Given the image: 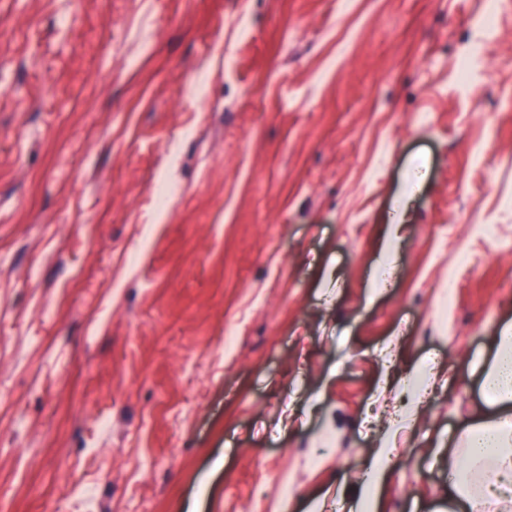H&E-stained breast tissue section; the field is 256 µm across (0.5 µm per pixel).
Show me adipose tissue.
Returning a JSON list of instances; mask_svg holds the SVG:
<instances>
[{
  "mask_svg": "<svg viewBox=\"0 0 512 512\" xmlns=\"http://www.w3.org/2000/svg\"><path fill=\"white\" fill-rule=\"evenodd\" d=\"M498 353L486 372L483 390L490 394L498 415L465 425L460 445L448 454V499L471 512H502L506 495L493 484L512 481V325L498 336ZM415 406L404 408L383 433L379 446L364 464V490L352 501L351 512H380L384 490L396 466L395 441L416 418Z\"/></svg>",
  "mask_w": 512,
  "mask_h": 512,
  "instance_id": "obj_1",
  "label": "adipose tissue"
}]
</instances>
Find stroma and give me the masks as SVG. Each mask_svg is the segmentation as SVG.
Returning a JSON list of instances; mask_svg holds the SVG:
<instances>
[{"label":"stroma","instance_id":"1","mask_svg":"<svg viewBox=\"0 0 512 512\" xmlns=\"http://www.w3.org/2000/svg\"><path fill=\"white\" fill-rule=\"evenodd\" d=\"M507 322L512 0H0V512L353 499L432 359L448 512ZM439 375V369H433L430 370L429 372H426L421 367L415 366L412 369H410L407 372V374L397 382L396 387H402L404 393L411 389L414 395L423 390L427 391L428 388L433 386L435 380L439 377ZM413 378H418V383L416 387H412L411 385V381Z\"/></svg>","mask_w":512,"mask_h":512}]
</instances>
